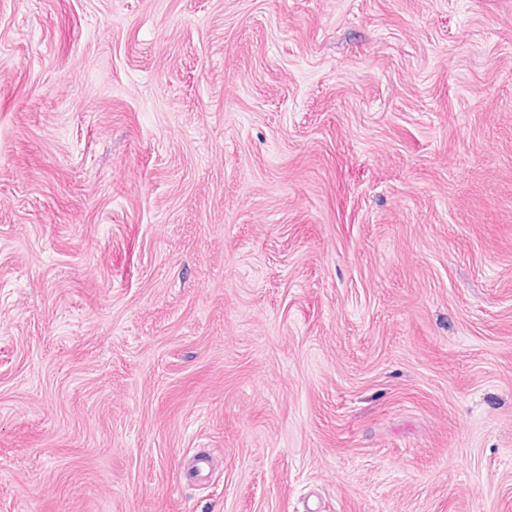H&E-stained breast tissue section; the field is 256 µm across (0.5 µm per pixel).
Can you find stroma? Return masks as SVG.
<instances>
[{"mask_svg":"<svg viewBox=\"0 0 512 512\" xmlns=\"http://www.w3.org/2000/svg\"><path fill=\"white\" fill-rule=\"evenodd\" d=\"M0 512H512V0H0Z\"/></svg>","mask_w":512,"mask_h":512,"instance_id":"stroma-1","label":"stroma"}]
</instances>
